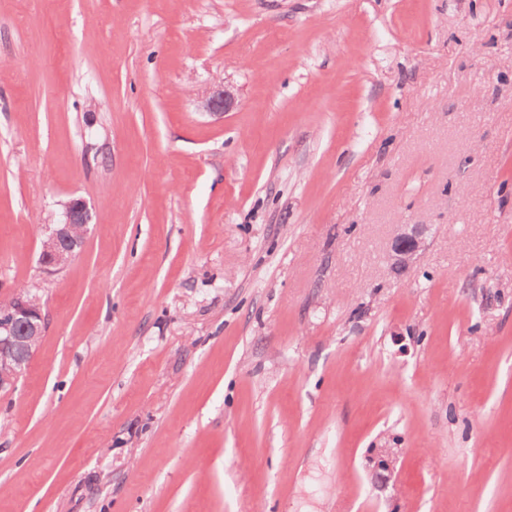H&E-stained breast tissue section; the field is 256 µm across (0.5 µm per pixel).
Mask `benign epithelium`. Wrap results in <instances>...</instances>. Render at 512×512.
<instances>
[{
    "instance_id": "obj_1",
    "label": "benign epithelium",
    "mask_w": 512,
    "mask_h": 512,
    "mask_svg": "<svg viewBox=\"0 0 512 512\" xmlns=\"http://www.w3.org/2000/svg\"><path fill=\"white\" fill-rule=\"evenodd\" d=\"M235 103L233 92L224 87L202 99V107L213 113L229 111ZM92 216L86 203L72 199L65 204L64 220L52 224L42 242L41 263L47 269H59L69 263L82 246ZM425 225L406 224L391 246L395 269L407 268L424 245ZM47 329V318L39 300L24 290L14 291L0 302V391L14 388L19 376L35 352V346Z\"/></svg>"
}]
</instances>
